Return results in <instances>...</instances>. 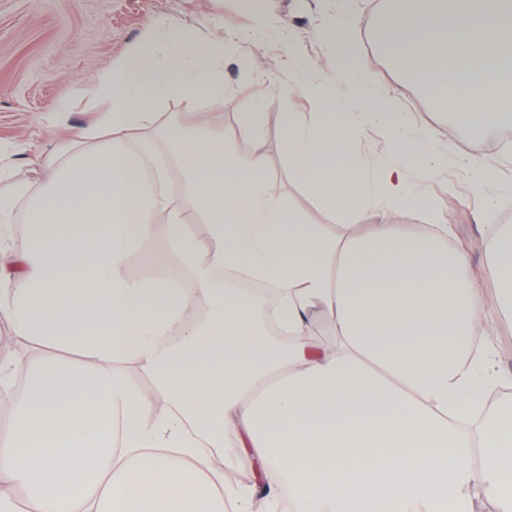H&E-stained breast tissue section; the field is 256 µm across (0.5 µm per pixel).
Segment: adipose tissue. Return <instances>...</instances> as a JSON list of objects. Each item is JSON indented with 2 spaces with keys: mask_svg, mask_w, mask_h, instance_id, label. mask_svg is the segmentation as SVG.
Returning a JSON list of instances; mask_svg holds the SVG:
<instances>
[{
  "mask_svg": "<svg viewBox=\"0 0 512 512\" xmlns=\"http://www.w3.org/2000/svg\"><path fill=\"white\" fill-rule=\"evenodd\" d=\"M357 21L317 29L332 70L289 50L285 93L315 110L280 130L290 182L339 225L310 222L266 156L238 150L265 124L224 123L223 39L164 21L48 108L96 118L37 155L38 179L0 147V389L26 379L0 433V512L20 493L35 512H253L224 484L228 447L289 512H512V411L477 417L496 388L480 338L512 319V225L496 221L512 188L393 111L347 51ZM376 38L471 137L512 116V0H412ZM172 101L215 109L162 119ZM375 134L395 156L364 149ZM457 162L481 198L485 280L424 185ZM407 211L420 223H398ZM238 275L276 289V309Z\"/></svg>",
  "mask_w": 512,
  "mask_h": 512,
  "instance_id": "adipose-tissue-1",
  "label": "adipose tissue"
}]
</instances>
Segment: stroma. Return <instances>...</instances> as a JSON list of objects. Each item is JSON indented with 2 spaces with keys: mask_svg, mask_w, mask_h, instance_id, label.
<instances>
[{
  "mask_svg": "<svg viewBox=\"0 0 512 512\" xmlns=\"http://www.w3.org/2000/svg\"><path fill=\"white\" fill-rule=\"evenodd\" d=\"M398 7L397 0H358L355 13L362 23L353 33L352 47L367 79L381 83L394 98L396 111L408 113L416 126L431 130L439 144L454 143L457 152L484 158L494 177L512 180V153L500 150L502 140H512V124L477 141L462 129L449 136L448 111L395 64L374 38L384 15ZM323 15V0H257L251 9L239 6L237 0H0V144L14 149L15 163L22 169L34 153L52 150L57 139L44 132L40 120L63 92L65 82L89 81L110 61L144 49L155 21H170L200 39L259 27L261 38L224 48V89L232 101L224 109V122L234 123L246 108L264 113L263 140L242 142L240 148L264 153L279 182L287 183L279 152L283 116L310 111L311 106L278 93L295 75L283 36L291 34L305 59L332 56V49L313 36L324 22ZM267 61L275 68L265 77L255 65ZM429 190L445 207L443 218L453 240L469 244L474 268L482 269L477 200L463 173L450 168L430 183ZM488 333L497 346L502 388L488 409L493 415L512 403V326L496 324Z\"/></svg>",
  "mask_w": 512,
  "mask_h": 512,
  "instance_id": "obj_1",
  "label": "stroma"
}]
</instances>
